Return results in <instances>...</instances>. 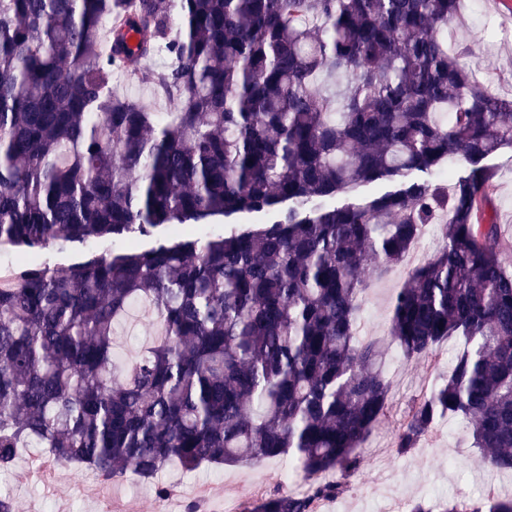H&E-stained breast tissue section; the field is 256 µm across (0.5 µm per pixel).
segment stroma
<instances>
[{"instance_id": "stroma-1", "label": "stroma", "mask_w": 512, "mask_h": 512, "mask_svg": "<svg viewBox=\"0 0 512 512\" xmlns=\"http://www.w3.org/2000/svg\"><path fill=\"white\" fill-rule=\"evenodd\" d=\"M472 40L495 50L477 74L480 83L512 96V0H462L460 15L448 29V44L454 48ZM483 164L499 173L494 206L512 238V148L488 156ZM175 239L162 226L150 236L53 243L30 250L27 259L65 268L101 254L147 249ZM409 274V268L400 264L385 276L369 278L362 302L363 336L385 335L391 300ZM458 350V341L450 340L426 357L408 360L399 348L388 347L389 409L361 448L360 465L348 478L344 493L325 502L321 512H382L392 496L410 504L445 497L477 503L491 494L512 495L510 474L470 476L478 451L464 425L441 422L419 448L404 455L394 446L400 424L422 395V382L434 384L446 376ZM282 467L278 460L220 468L203 465L192 471L170 465L151 479L129 474L106 481L74 465L53 464L47 449L25 448L11 470L0 471V495L14 499L16 512H186L192 503L199 512H240L246 501L274 490H294L295 480L286 477ZM161 486L169 489L167 498H158Z\"/></svg>"}]
</instances>
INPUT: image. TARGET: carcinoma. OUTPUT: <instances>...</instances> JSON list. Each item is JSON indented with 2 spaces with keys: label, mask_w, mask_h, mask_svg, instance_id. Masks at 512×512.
Returning <instances> with one entry per match:
<instances>
[{
  "label": "carcinoma",
  "mask_w": 512,
  "mask_h": 512,
  "mask_svg": "<svg viewBox=\"0 0 512 512\" xmlns=\"http://www.w3.org/2000/svg\"><path fill=\"white\" fill-rule=\"evenodd\" d=\"M460 3L0 0V245L278 211L229 235L0 274V470L30 446L104 480L282 459L308 490L243 512H317L389 408L384 343L358 336L364 271L385 275L438 223L443 244L396 292L389 337L408 360L453 338L463 349L394 445L460 418L479 462L512 473V245L497 174L477 166L512 147V98L461 62L472 45L448 48ZM119 75L175 110L119 94ZM459 158L476 168L446 188L399 181ZM373 182L389 189L297 207ZM136 303L164 336L121 366ZM409 512H512V496Z\"/></svg>",
  "instance_id": "obj_1"
}]
</instances>
